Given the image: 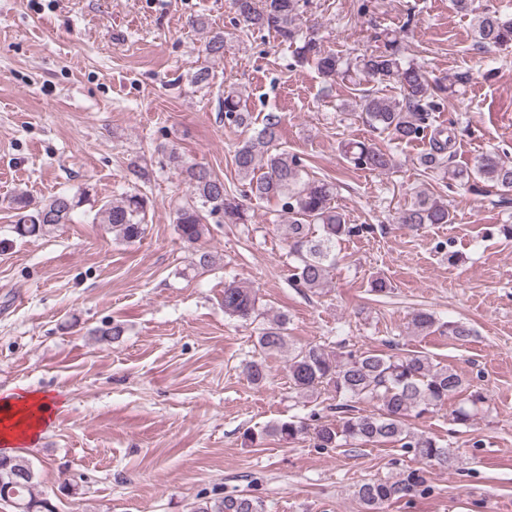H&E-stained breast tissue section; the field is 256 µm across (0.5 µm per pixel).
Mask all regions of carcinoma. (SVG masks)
Listing matches in <instances>:
<instances>
[{
  "label": "carcinoma",
  "mask_w": 512,
  "mask_h": 512,
  "mask_svg": "<svg viewBox=\"0 0 512 512\" xmlns=\"http://www.w3.org/2000/svg\"><path fill=\"white\" fill-rule=\"evenodd\" d=\"M300 0H232L236 14L247 27L275 32L282 41L296 46L301 63H311L329 80L355 81L363 76L380 83H395L402 99L395 100L368 89L360 96L358 107L372 128L399 142L428 139L429 148L422 165L429 170L443 169L448 180L461 185L482 182L503 195L512 193V159L492 151L484 154L471 170L451 165L455 144L453 127L429 130L431 112L438 106L440 95L457 85L469 82L467 72L448 76V82L429 83L412 61L403 57L402 41L393 35L385 37L383 49L364 53L353 60L327 53L317 39L305 36L300 27ZM478 44L485 48L512 44V17L496 11L475 16ZM224 33L215 32L204 44L213 58L224 56ZM224 122L230 126H247L250 113L244 111L241 98L232 91L224 93ZM281 136V121L276 115L266 117L263 127L243 142L234 152V164L243 189L233 193L224 179L202 165H183L181 172L190 189V200L175 210V224L181 239L193 247L209 232L208 220L221 224H248L251 221L242 197L276 199L288 221V253L297 260L294 283L313 291L325 286L336 262V243L362 232V227L345 222L332 201L336 183L304 178L300 160L276 148ZM345 159L356 169L383 172L392 159L379 149L363 142L343 146ZM128 187L120 197L104 204V223L120 240L133 243L144 234L143 224L149 199L139 184L149 180V170L138 159L127 165ZM87 202V195L60 192L36 201L28 195L13 200L17 210L15 233L37 237L58 224H70L77 210ZM400 224H449L452 214L448 204L424 191L416 195L412 206L397 213ZM224 313L247 321L260 316L254 289L230 282L224 285ZM288 318L275 315L264 323L258 346L264 353L283 349ZM413 331L431 334L443 329L448 336L465 341L472 330L465 322H439L427 310L415 312ZM255 384L266 378L264 361L252 359L244 367ZM288 380L296 393L312 396L321 390L335 394L336 420L311 425L304 418L279 421L267 425L256 438L272 436L290 443L310 435L319 448H336L349 441L365 444L388 443L413 450L427 466L447 467L457 459L451 444L433 435L415 432L408 426L412 417L422 418L447 405L448 399L466 391L462 377L453 369L434 363L421 354L393 355L374 351L340 355L323 345L308 343L291 349L288 355ZM376 402L377 413H360L357 404ZM485 402L479 391L470 392L451 411L452 421L467 426L478 406ZM38 471L32 460L20 455H0V500L8 497L13 512H54L48 500L34 492ZM424 484V477L413 470L400 480L369 481L359 485L356 495L365 512H382L385 504L401 498ZM195 512H260V504L247 495L229 496L200 505Z\"/></svg>",
  "instance_id": "cac0c4a2"
}]
</instances>
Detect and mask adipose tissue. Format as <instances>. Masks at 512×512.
<instances>
[{"label": "adipose tissue", "instance_id": "1", "mask_svg": "<svg viewBox=\"0 0 512 512\" xmlns=\"http://www.w3.org/2000/svg\"><path fill=\"white\" fill-rule=\"evenodd\" d=\"M54 399L30 392L0 394V449L36 443L53 416Z\"/></svg>", "mask_w": 512, "mask_h": 512}]
</instances>
